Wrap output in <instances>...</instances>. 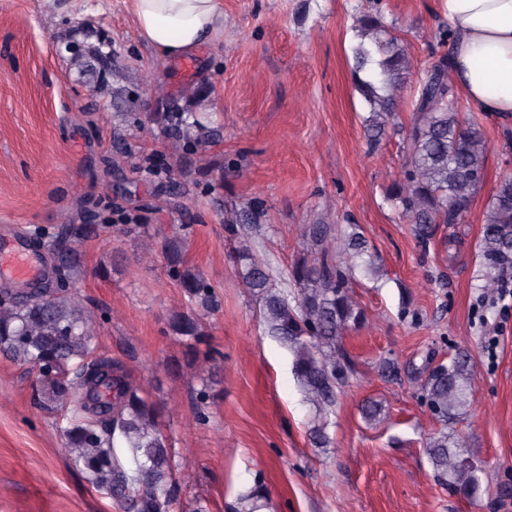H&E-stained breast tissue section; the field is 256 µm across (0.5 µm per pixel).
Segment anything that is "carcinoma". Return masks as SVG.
I'll list each match as a JSON object with an SVG mask.
<instances>
[{
    "instance_id": "carcinoma-1",
    "label": "carcinoma",
    "mask_w": 512,
    "mask_h": 512,
    "mask_svg": "<svg viewBox=\"0 0 512 512\" xmlns=\"http://www.w3.org/2000/svg\"><path fill=\"white\" fill-rule=\"evenodd\" d=\"M359 23L372 47L361 42L353 48L355 68L361 71L373 62L378 66L373 79L359 84L370 106L368 140L376 146L390 127L402 135L405 170L390 198L427 244L439 225L463 223L487 179V137L478 121L460 115L446 54L421 75L410 123L399 124L396 105L411 75L410 56L402 39L379 17L368 14ZM77 34L82 39L70 40L65 51L95 92L105 93L112 77V42L103 33ZM192 127L182 112L169 116L170 135L189 152L203 142ZM254 219L251 210L232 211L224 218L235 270L258 304L267 333L293 352V373L307 401L325 417L336 404V388L348 366L343 336L365 321L350 293L348 276L334 261L336 229L331 224L310 225L308 236L316 249L288 270V281L296 288L292 293L278 285L244 234L243 225ZM341 242L352 255L367 252L365 237L355 230L343 232ZM480 247L488 268L481 288L493 296L501 288L496 270L512 265L511 174L499 178L486 207ZM47 248L55 262L52 288L26 300L12 289H0V352L38 372L34 403L58 416L55 427L65 439L71 463L93 488L119 502L124 512H169L179 464L160 428V412L141 396L131 372L98 353L92 342L95 316L76 301L71 289L80 268L76 249L58 236ZM164 248L169 271L184 295L203 307L213 306L214 291L187 265L180 239L168 238ZM169 326L176 335L193 340L189 352L199 356L196 344L205 335L200 320L179 313ZM425 393L441 421L466 414L472 387L465 358L455 356L433 368ZM429 455L448 486L467 497L480 492L482 469L461 462L464 451L448 440L447 432L433 437ZM181 473L184 481H193L189 468ZM265 500L256 488L241 499L238 512H260Z\"/></svg>"
}]
</instances>
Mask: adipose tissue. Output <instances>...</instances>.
I'll list each match as a JSON object with an SVG mask.
<instances>
[{"label":"adipose tissue","instance_id":"ef3b65f1","mask_svg":"<svg viewBox=\"0 0 512 512\" xmlns=\"http://www.w3.org/2000/svg\"><path fill=\"white\" fill-rule=\"evenodd\" d=\"M452 78L479 112L512 121V0H443ZM139 38L158 58L195 54L224 29L221 0H133Z\"/></svg>","mask_w":512,"mask_h":512}]
</instances>
